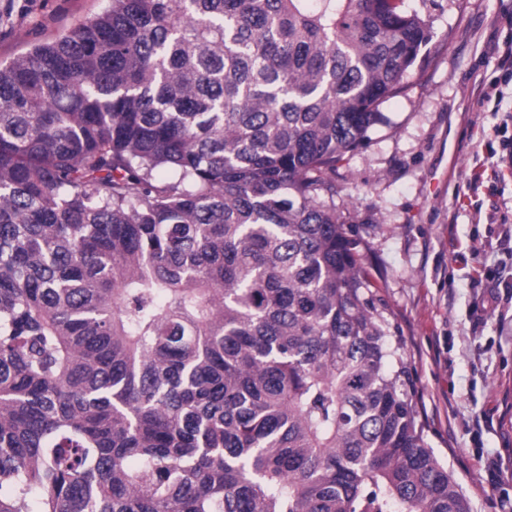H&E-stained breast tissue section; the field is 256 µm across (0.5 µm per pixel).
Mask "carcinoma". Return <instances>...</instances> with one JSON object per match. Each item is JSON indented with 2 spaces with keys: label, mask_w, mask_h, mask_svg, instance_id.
<instances>
[{
  "label": "carcinoma",
  "mask_w": 512,
  "mask_h": 512,
  "mask_svg": "<svg viewBox=\"0 0 512 512\" xmlns=\"http://www.w3.org/2000/svg\"><path fill=\"white\" fill-rule=\"evenodd\" d=\"M400 0H110L0 64V512H470L332 174Z\"/></svg>",
  "instance_id": "cac0c4a2"
}]
</instances>
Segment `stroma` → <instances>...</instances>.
Returning a JSON list of instances; mask_svg holds the SVG:
<instances>
[{"mask_svg": "<svg viewBox=\"0 0 512 512\" xmlns=\"http://www.w3.org/2000/svg\"><path fill=\"white\" fill-rule=\"evenodd\" d=\"M108 0H0V62L102 12ZM432 27L426 60L386 121L336 166V203L389 335L402 340L429 445L471 512H512V173L492 178L512 83L499 62L512 0H402Z\"/></svg>", "mask_w": 512, "mask_h": 512, "instance_id": "stroma-1", "label": "stroma"}]
</instances>
